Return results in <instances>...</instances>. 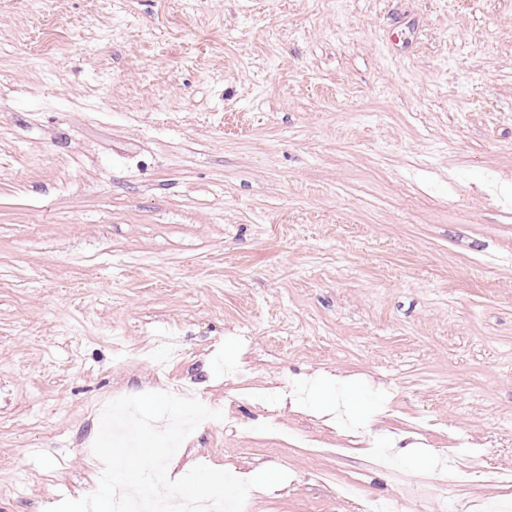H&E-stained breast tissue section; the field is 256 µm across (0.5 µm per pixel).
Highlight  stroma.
I'll use <instances>...</instances> for the list:
<instances>
[{
	"label": "stroma",
	"instance_id": "1",
	"mask_svg": "<svg viewBox=\"0 0 512 512\" xmlns=\"http://www.w3.org/2000/svg\"><path fill=\"white\" fill-rule=\"evenodd\" d=\"M162 363L252 512L512 508V0H0V512ZM344 494L356 498L362 512H400L401 503L398 499H380L365 494L363 486L356 482L345 483Z\"/></svg>",
	"mask_w": 512,
	"mask_h": 512
}]
</instances>
